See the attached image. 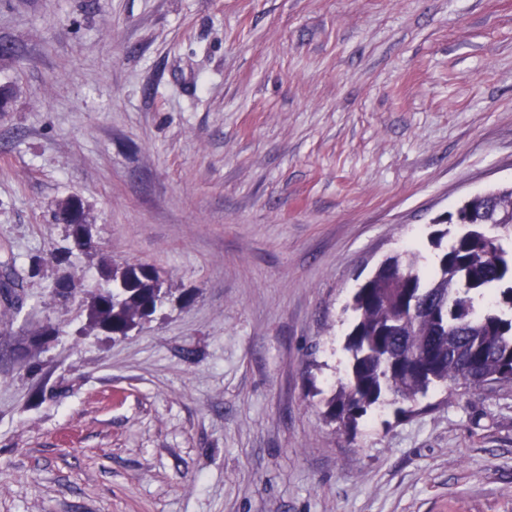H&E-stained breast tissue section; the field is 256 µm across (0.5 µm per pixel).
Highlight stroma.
Returning <instances> with one entry per match:
<instances>
[{"instance_id": "obj_1", "label": "stroma", "mask_w": 512, "mask_h": 512, "mask_svg": "<svg viewBox=\"0 0 512 512\" xmlns=\"http://www.w3.org/2000/svg\"><path fill=\"white\" fill-rule=\"evenodd\" d=\"M1 42L0 512H512V385L324 415L356 289L512 186V0H0ZM124 263L191 300L115 340Z\"/></svg>"}]
</instances>
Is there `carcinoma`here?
<instances>
[{
	"label": "carcinoma",
	"instance_id": "carcinoma-1",
	"mask_svg": "<svg viewBox=\"0 0 512 512\" xmlns=\"http://www.w3.org/2000/svg\"><path fill=\"white\" fill-rule=\"evenodd\" d=\"M507 209L512 188L483 194ZM481 205L464 202L434 222L430 262L409 246L387 257L352 298L343 375L324 415L346 429L390 401L414 403L439 385L469 390L512 382V233L488 231ZM110 287L88 304L93 327L119 339L172 297L156 269L104 270Z\"/></svg>",
	"mask_w": 512,
	"mask_h": 512
}]
</instances>
